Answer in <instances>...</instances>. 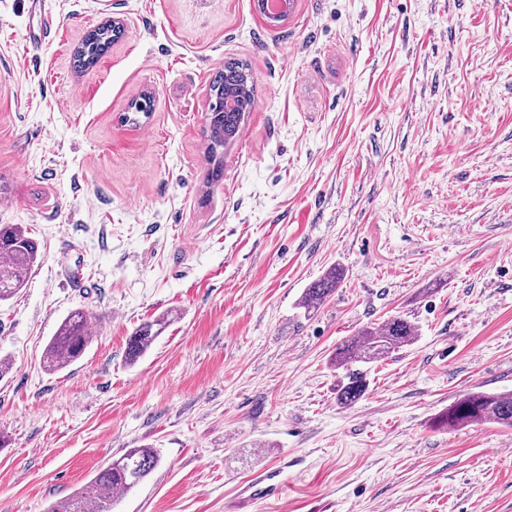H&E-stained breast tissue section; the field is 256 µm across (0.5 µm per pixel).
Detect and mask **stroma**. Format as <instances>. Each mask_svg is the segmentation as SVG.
<instances>
[{
	"mask_svg": "<svg viewBox=\"0 0 512 512\" xmlns=\"http://www.w3.org/2000/svg\"><path fill=\"white\" fill-rule=\"evenodd\" d=\"M253 3L0 0V224L40 252L0 303V512H48L144 446L160 463L112 512H512V428L437 424L512 393V0H298L274 28ZM229 59L254 103L211 184ZM76 309L95 335L47 371ZM396 314L415 339L337 405V346ZM270 471L279 499L241 493ZM112 24L117 28H112L111 25L101 26L87 34L85 40L80 46L81 50H77L75 54L76 66L83 68L90 67L97 61L103 51L101 45H110L121 34V22L118 19H112ZM345 277V271L340 265L329 267L324 275L305 288L298 306L305 312H312L335 290ZM169 322V315H162L152 321L140 324L129 337L127 359L134 362L142 357L168 327Z\"/></svg>",
	"mask_w": 512,
	"mask_h": 512,
	"instance_id": "1",
	"label": "stroma"
}]
</instances>
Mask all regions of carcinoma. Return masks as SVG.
I'll return each mask as SVG.
<instances>
[{"label": "carcinoma", "mask_w": 512, "mask_h": 512, "mask_svg": "<svg viewBox=\"0 0 512 512\" xmlns=\"http://www.w3.org/2000/svg\"><path fill=\"white\" fill-rule=\"evenodd\" d=\"M121 34L120 28L101 26L87 34L76 51L75 63L83 68L97 61L103 46ZM210 112L206 136L212 159L238 135L253 99V84L247 65L230 59L217 71L209 84ZM38 259V244L21 224H0V302L11 299L25 285ZM345 277L339 265L329 267L324 275L304 289L298 306L310 313L329 297ZM169 316L140 324L131 334L127 359L137 361L168 327ZM415 336V326L401 316H393L376 327H366L336 347L332 364L345 370L336 388V403L349 406L367 390L366 378L356 368L371 363L408 344ZM92 341L88 316L82 310L71 312L50 339L43 354L45 367L63 369L78 360ZM489 422L512 427V394L472 393L459 398L448 408L442 425L455 429L468 423ZM154 448H132L100 470L90 484L58 502L51 512H111L113 493L139 485L159 464Z\"/></svg>", "instance_id": "1"}]
</instances>
